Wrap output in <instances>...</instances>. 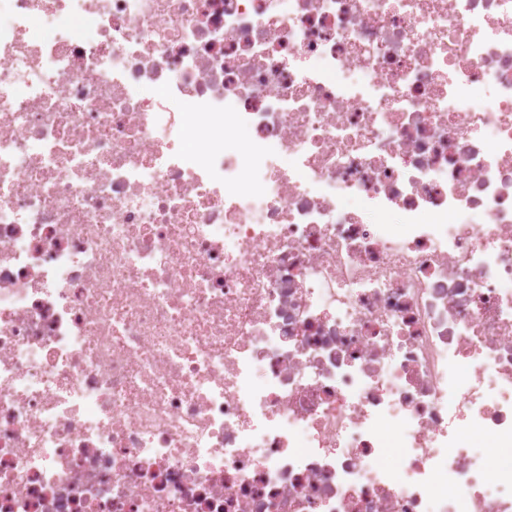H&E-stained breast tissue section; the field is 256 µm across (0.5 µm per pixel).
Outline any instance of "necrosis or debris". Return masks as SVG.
I'll list each match as a JSON object with an SVG mask.
<instances>
[{"label":"necrosis or debris","mask_w":512,"mask_h":512,"mask_svg":"<svg viewBox=\"0 0 512 512\" xmlns=\"http://www.w3.org/2000/svg\"><path fill=\"white\" fill-rule=\"evenodd\" d=\"M511 454L512 0H0V512H512ZM249 133L242 131L239 135L224 144V151L238 158L243 169H253L258 166L259 159L248 150Z\"/></svg>","instance_id":"1"}]
</instances>
